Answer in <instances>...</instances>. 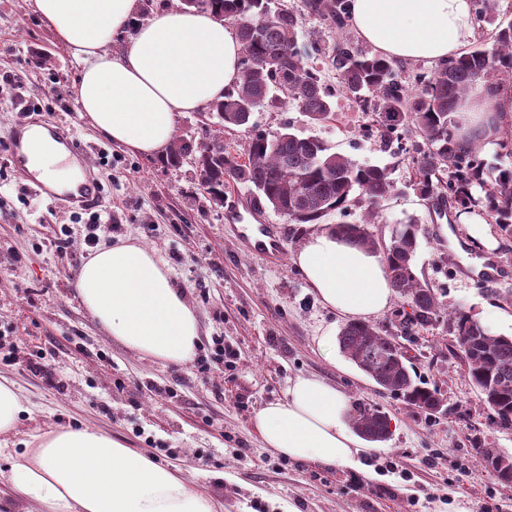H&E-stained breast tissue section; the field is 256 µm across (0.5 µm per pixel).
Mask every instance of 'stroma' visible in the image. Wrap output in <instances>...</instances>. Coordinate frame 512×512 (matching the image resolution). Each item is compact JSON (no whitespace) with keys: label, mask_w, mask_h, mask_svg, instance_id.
<instances>
[{"label":"stroma","mask_w":512,"mask_h":512,"mask_svg":"<svg viewBox=\"0 0 512 512\" xmlns=\"http://www.w3.org/2000/svg\"><path fill=\"white\" fill-rule=\"evenodd\" d=\"M46 56L44 67L31 65ZM21 75V88L0 81V375L13 379L27 401L15 434L0 446L19 447L45 433L88 425L142 450L221 504L222 512H512V483L498 481L475 451L512 456V428L490 422L491 411L472 385L448 326L464 310L492 334L512 336V236L489 225L491 257L505 277L488 284L472 264H454L438 229L462 225L438 217L414 185L411 157L384 150L365 135L370 115L336 97L333 117L307 123L295 107L255 113L260 129L289 122L297 134L323 140L359 163L388 166L397 190L367 230L377 245L396 226L417 219L421 232L415 265L434 288L436 318L399 337L407 364L422 386L443 400L427 413L377 385L340 350L323 356L318 338L338 333L342 321L312 296L292 256L305 233L273 210L281 225L283 259L270 263L213 210L191 166L174 169L129 152L98 133L80 112L74 87L80 67L56 40L33 0H0V74ZM39 107L88 149L103 202L76 212L28 190L8 163L6 141L22 106ZM113 225L103 245L128 242L155 252L176 286L195 304L197 351L216 342L234 349L232 362L200 369L138 356L112 340L85 311L73 284L91 256L95 223ZM66 242L56 249L53 239ZM45 364L48 373L29 365ZM312 375L336 386L351 403L385 412L391 430L372 445L366 472L298 463L266 448L255 427L257 411L284 399L290 380Z\"/></svg>","instance_id":"stroma-1"}]
</instances>
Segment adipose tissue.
<instances>
[{"instance_id":"adipose-tissue-1","label":"adipose tissue","mask_w":512,"mask_h":512,"mask_svg":"<svg viewBox=\"0 0 512 512\" xmlns=\"http://www.w3.org/2000/svg\"><path fill=\"white\" fill-rule=\"evenodd\" d=\"M57 41L81 64L75 96L93 125L129 151L162 158L176 118L203 111L239 79L235 28L209 12L169 8L138 17V0H34ZM350 26L380 56L443 64L474 34L471 0H349ZM128 41L107 51L115 33ZM463 148L484 149L512 129V79L476 82L459 104ZM28 167L59 184L78 177L64 145L32 128ZM293 257L317 300L363 321L384 313L394 290L374 251L333 224H310ZM76 295L90 317L128 350L184 364L200 336L197 310L148 248H98L82 265ZM348 398L314 376L296 377L285 400L263 406L255 425L266 447L298 462L361 469L367 450L347 427ZM6 479L40 512H217L207 492L151 456L97 429L65 428L15 451Z\"/></svg>"}]
</instances>
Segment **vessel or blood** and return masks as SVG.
Instances as JSON below:
<instances>
[{
    "label": "vessel or blood",
    "instance_id": "vessel-or-blood-1",
    "mask_svg": "<svg viewBox=\"0 0 512 512\" xmlns=\"http://www.w3.org/2000/svg\"><path fill=\"white\" fill-rule=\"evenodd\" d=\"M46 129L50 136L67 139L68 134L61 126L50 121L45 115L29 112L15 126L9 142L8 160L16 174L22 180L28 181L30 189L39 196L60 202L73 210H85L95 207L102 199V188L92 170H85L84 178L74 189L58 192L47 182L32 178L27 170L28 149L24 145V134L32 124ZM229 222L239 223V234L249 246L256 251L267 254L271 262H280L283 257L281 247L280 227L264 222L263 215L257 204H249L247 210L230 208L226 212Z\"/></svg>",
    "mask_w": 512,
    "mask_h": 512
}]
</instances>
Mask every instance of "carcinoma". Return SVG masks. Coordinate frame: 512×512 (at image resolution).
<instances>
[{"mask_svg": "<svg viewBox=\"0 0 512 512\" xmlns=\"http://www.w3.org/2000/svg\"><path fill=\"white\" fill-rule=\"evenodd\" d=\"M179 2L234 25L242 46L239 81L207 107L197 136L175 138L164 160L173 168L191 164L212 205L224 207L230 185L243 184L258 205L272 208L290 224H321L336 213L344 218L340 228L357 243L375 248L366 225L376 223L382 204L396 191L388 169L333 152L322 141L291 132L288 124L275 133L260 130L248 115L290 104L308 122L321 123L330 118L334 99L341 95L376 117L375 130L384 146L400 142L408 129L422 138L412 145L416 184L437 213L446 211L457 219L481 208L500 232L512 235V168H489L481 151L461 148L454 117L475 81L491 85L512 76V20L496 21L495 0H472L479 34L474 46L411 81L399 77L395 61L363 49L351 35L348 0H300L296 7L288 0ZM305 15L333 30V42L303 37ZM314 56L335 73L336 83L321 78V70L311 63ZM229 126L248 132L246 152L224 145L221 129ZM357 203L364 207L362 222L346 221ZM418 233L417 220L410 219L393 230L381 251L395 293L412 310L400 314L403 334L427 324L439 311L434 289L416 273ZM448 323L472 383L498 423L511 426L512 337L492 334L462 311L449 315ZM338 342L365 375L383 379L380 387L430 415L439 412L442 400L416 383L392 335L370 323L350 322L340 328ZM353 424L373 441L389 431L388 416L366 404L356 407Z\"/></svg>", "mask_w": 512, "mask_h": 512, "instance_id": "cac0c4a2", "label": "carcinoma"}]
</instances>
